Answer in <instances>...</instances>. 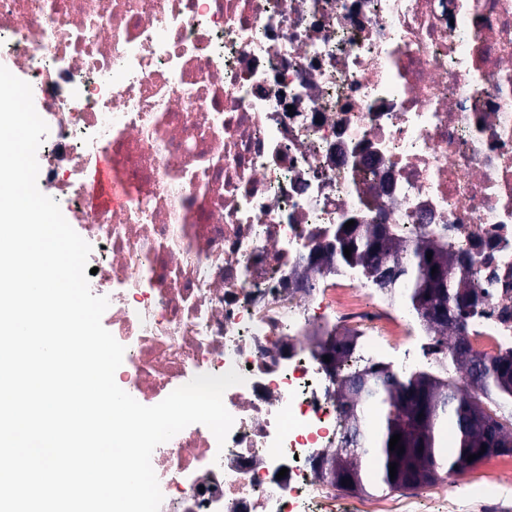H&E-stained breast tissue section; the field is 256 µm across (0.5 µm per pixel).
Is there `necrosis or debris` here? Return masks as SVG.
I'll return each mask as SVG.
<instances>
[{
  "label": "necrosis or debris",
  "mask_w": 512,
  "mask_h": 512,
  "mask_svg": "<svg viewBox=\"0 0 512 512\" xmlns=\"http://www.w3.org/2000/svg\"><path fill=\"white\" fill-rule=\"evenodd\" d=\"M2 58L53 126L44 182L104 249L117 384L153 406L245 378L225 443L193 424L155 448L160 512H369L317 473L345 375L318 343L399 371L378 343L416 330L357 270L301 287L337 225L447 229L473 257L472 348L512 351V0H0ZM89 202L91 205L112 204V192L105 162H101L92 174V191Z\"/></svg>",
  "instance_id": "obj_1"
}]
</instances>
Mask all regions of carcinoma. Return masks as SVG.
<instances>
[{
	"instance_id": "cac0c4a2",
	"label": "carcinoma",
	"mask_w": 512,
	"mask_h": 512,
	"mask_svg": "<svg viewBox=\"0 0 512 512\" xmlns=\"http://www.w3.org/2000/svg\"><path fill=\"white\" fill-rule=\"evenodd\" d=\"M351 249L345 257L344 248ZM432 259H427V253ZM402 272L392 286L379 281L376 256ZM466 253L455 251L442 237L393 231L389 225H336V244L327 260L358 267L384 292L402 291L432 336L435 351L448 368L395 376L384 366H370L342 380L338 400H349L340 412L343 436L332 452L324 476L337 490L352 495H388L408 488L432 485L442 476L461 473L460 463L470 455L473 466L490 456L512 455V352L495 357L472 354L467 347L448 344L457 320H466L478 295L472 262L459 263ZM352 338H334L321 345L331 363L345 357ZM418 389L425 406L404 393ZM456 440L443 447L448 420ZM401 435L404 452L389 450V441ZM396 464L395 478L389 466Z\"/></svg>"
}]
</instances>
